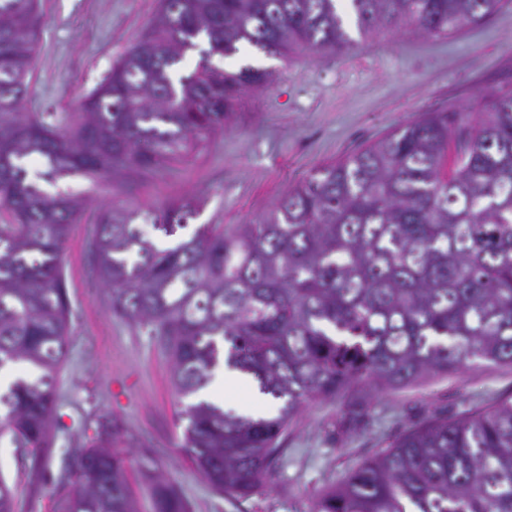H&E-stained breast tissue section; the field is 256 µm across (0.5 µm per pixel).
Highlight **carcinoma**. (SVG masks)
<instances>
[{
  "label": "carcinoma",
  "mask_w": 512,
  "mask_h": 512,
  "mask_svg": "<svg viewBox=\"0 0 512 512\" xmlns=\"http://www.w3.org/2000/svg\"><path fill=\"white\" fill-rule=\"evenodd\" d=\"M503 0H160L150 29L68 112H27L40 0H0V369L39 371L0 390L3 434L20 455L50 446L70 304L61 256L75 224L113 317L168 354L185 398L219 360L283 401L252 417L208 401L184 406V451L215 491L264 492L300 408L352 386L380 390L470 361L512 364V89L479 103L476 125L429 112L327 164L252 224H203L176 200L98 209L44 185L81 176L130 190L145 173L204 149L236 101L271 74L211 63L247 43L286 59L398 26L428 35L480 24ZM206 47L199 48V43ZM199 48L195 70L172 72ZM41 161L36 179L27 164ZM58 512H136L126 468L150 484L156 512H188L148 451L131 460L112 420L75 448ZM311 512H512V396L401 434L317 496Z\"/></svg>",
  "instance_id": "carcinoma-1"
}]
</instances>
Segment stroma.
I'll use <instances>...</instances> for the list:
<instances>
[{
  "label": "stroma",
  "instance_id": "stroma-1",
  "mask_svg": "<svg viewBox=\"0 0 512 512\" xmlns=\"http://www.w3.org/2000/svg\"><path fill=\"white\" fill-rule=\"evenodd\" d=\"M159 0H41L43 27L30 112H65L90 93L135 44L157 14ZM230 72L269 69V84L245 92L222 135L198 157L158 175L141 176L133 201H197L181 237L203 224L259 219L290 187L426 112L475 108L486 93L512 87V0L488 20L431 37L409 27L386 30L351 48L315 54L294 48L288 59L252 48L214 58ZM58 189L87 212L125 202L112 186L82 177ZM86 225H75L64 253L71 304L70 335L59 376L54 443L42 460L45 484L29 482L30 459L0 438V478L13 489L17 512H56L66 492L60 475L75 463L82 437L110 416L130 456L151 450L159 471L189 502V512H310L314 498L386 450L403 432L428 420L457 419L512 396V365L486 362L425 377L378 393L363 388L370 414H352L344 397L315 400L294 417L267 490L246 500L216 493L181 451V401L170 362L154 339L114 318L93 279ZM216 369L202 398L254 417L277 415L281 403L254 400L255 384L224 387Z\"/></svg>",
  "mask_w": 512,
  "mask_h": 512
}]
</instances>
